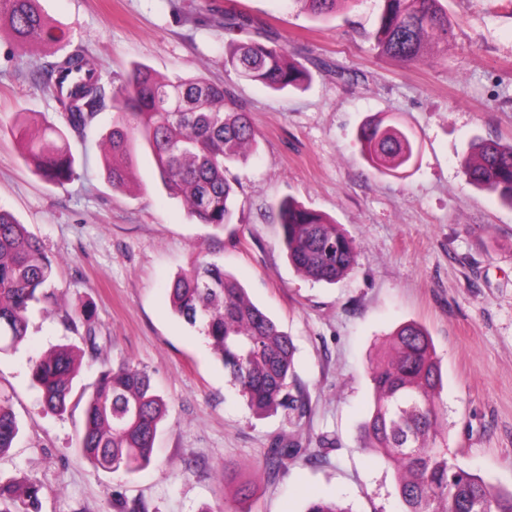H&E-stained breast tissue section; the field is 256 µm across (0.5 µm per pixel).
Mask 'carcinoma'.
Instances as JSON below:
<instances>
[{
    "instance_id": "carcinoma-1",
    "label": "carcinoma",
    "mask_w": 512,
    "mask_h": 512,
    "mask_svg": "<svg viewBox=\"0 0 512 512\" xmlns=\"http://www.w3.org/2000/svg\"><path fill=\"white\" fill-rule=\"evenodd\" d=\"M319 17L355 0H305ZM372 30L364 32L376 54L389 60L423 62L448 45L453 24L442 0H379ZM20 46H51L59 28L40 0H0V27ZM224 66L272 91L299 90L312 80L302 64L288 61L273 41L229 43ZM46 89L59 102L67 129L80 135L91 125L102 98L94 61L80 51L41 69ZM224 85L200 77L160 78L137 64L113 90L117 117L106 138L104 160L112 188L128 179L134 147L147 149L169 194L181 198L200 223L222 228L232 223L235 189L229 166L245 163L256 129L244 109L225 107ZM30 115L17 114L10 132L24 159L47 181L62 184L77 175L75 158L61 128L47 125L29 137ZM362 158L381 175L402 173L419 153L415 133L396 121L375 117L358 129ZM469 184L498 196L512 207V143L480 140L461 159ZM289 262L303 277L334 283L351 270L357 245L335 222L292 198L273 205ZM53 284V262L26 226L0 208V354L16 351L28 336L30 314L50 304L67 329L86 348L99 350L97 331L83 310L60 302ZM172 311L199 329L231 384L259 414L281 410L298 427L309 401L297 383L291 336L246 294L240 283L212 260H201L170 284ZM386 360L368 367L373 390L369 416L362 423V448L373 451L396 474L403 512H512V490L502 489L448 457L440 446L444 410L439 395L442 371L428 331L404 323L390 336ZM77 347L59 345L30 361L32 382L44 410L62 415L73 398L79 374ZM78 401L84 403L80 455L98 469L135 473L152 462L158 426L167 403L148 373L130 363L105 368ZM20 425L9 395L0 392V456L13 447ZM297 441L267 451L265 470L274 475L301 453ZM40 487L0 478V512H39ZM306 512H350L334 501L314 499Z\"/></svg>"
}]
</instances>
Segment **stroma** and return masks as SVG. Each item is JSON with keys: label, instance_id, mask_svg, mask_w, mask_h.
Returning a JSON list of instances; mask_svg holds the SVG:
<instances>
[{"label": "stroma", "instance_id": "stroma-1", "mask_svg": "<svg viewBox=\"0 0 512 512\" xmlns=\"http://www.w3.org/2000/svg\"><path fill=\"white\" fill-rule=\"evenodd\" d=\"M41 4L61 43L23 50L0 30V208L40 242L66 305L87 309L101 334L99 353L82 356L78 384L128 362L151 376L168 413L147 469L125 475L90 465L77 450L82 407L43 412L29 374L31 358L81 339L56 315L33 313L26 342L0 358V391L20 422L0 476L38 484L41 512H118L117 492L146 512H305L313 497L351 512H402L394 472L361 449L360 425L372 406L368 365L396 327L415 322L441 361L449 456L512 489V207L468 185L460 167L475 138L512 142V0H446L453 37L420 64L380 58L364 39L378 0H345L327 20L304 0ZM217 8L260 19L311 71L310 87L272 93L225 68V40L257 33H225ZM76 50L95 60L104 87L142 63L224 84L227 107L250 113L256 152L229 168L231 224L197 223L142 151L126 186L113 189L100 146L113 124L108 98L87 136H68L74 180L47 182L25 161L9 128L20 112L33 113L36 130L62 125L37 73ZM386 116L419 140L415 164L399 176L374 173L356 140L363 121ZM288 196L356 241L357 264L340 281L317 283L289 264L272 211ZM204 258L223 263L292 337L309 398L300 427L281 412L254 415L204 336L172 312L171 281ZM291 437L304 454L267 478L268 448ZM324 437L330 446L317 463ZM245 480L255 484L248 498L237 492Z\"/></svg>", "mask_w": 512, "mask_h": 512}]
</instances>
